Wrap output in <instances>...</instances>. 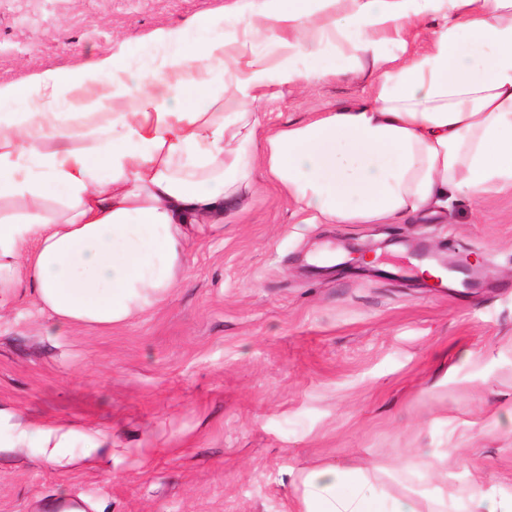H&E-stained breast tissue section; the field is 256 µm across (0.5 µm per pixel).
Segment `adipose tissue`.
Masks as SVG:
<instances>
[{"mask_svg": "<svg viewBox=\"0 0 512 512\" xmlns=\"http://www.w3.org/2000/svg\"><path fill=\"white\" fill-rule=\"evenodd\" d=\"M417 25L428 45L393 61L388 46ZM152 42L146 64L107 56L0 86V200L25 207L0 217V298L30 283L47 335L163 303L187 241L265 184L308 224H393L512 190V0H262ZM363 69L366 101L262 127L255 108L273 92ZM2 420L53 465L95 464L112 441L4 408ZM299 483L298 512H374L364 471L316 465ZM436 512H512V498L471 484Z\"/></svg>", "mask_w": 512, "mask_h": 512, "instance_id": "obj_1", "label": "adipose tissue"}]
</instances>
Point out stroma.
I'll list each match as a JSON object with an SVG mask.
<instances>
[{
  "label": "stroma",
  "mask_w": 512,
  "mask_h": 512,
  "mask_svg": "<svg viewBox=\"0 0 512 512\" xmlns=\"http://www.w3.org/2000/svg\"><path fill=\"white\" fill-rule=\"evenodd\" d=\"M224 3L0 0V85L138 60L156 30ZM371 92L342 72L258 117L299 122ZM427 250L475 284L422 279ZM184 275L110 330L46 335L25 288L0 310V406L112 432L96 470L0 452V512H296L316 464L367 470L376 512L408 494L430 512L475 481L512 497V190L410 224H305L267 189L187 243Z\"/></svg>",
  "instance_id": "35a3bbf8"
}]
</instances>
